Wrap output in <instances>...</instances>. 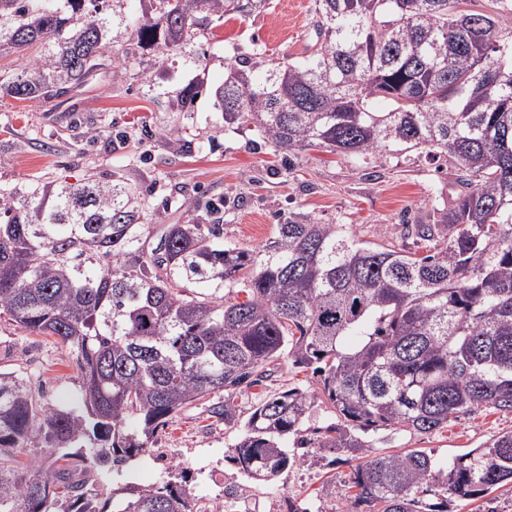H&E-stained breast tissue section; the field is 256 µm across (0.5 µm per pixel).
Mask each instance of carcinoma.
<instances>
[{
    "mask_svg": "<svg viewBox=\"0 0 512 512\" xmlns=\"http://www.w3.org/2000/svg\"><path fill=\"white\" fill-rule=\"evenodd\" d=\"M96 0H0V48L40 53L0 72V92L48 102L100 65L108 18ZM137 43L164 54L200 15L246 16L269 0H156ZM315 0L309 55L230 65L214 91L224 125L253 126L293 159L314 148L369 164L425 150L448 159L462 191L411 229L426 254L373 246L337 224L290 220L255 251L218 224H166L144 247L139 196L122 182L0 188V318L50 336L73 356L81 395L42 401L0 371V512H94L65 449L118 469L195 402L240 428L233 460L267 482L301 448L358 461L353 512H444L512 482V431L445 465L421 449L384 453L385 432L432 434L479 407L512 413V0ZM242 285L246 300L224 299ZM311 369L319 393L292 387L235 399L278 362ZM335 414L323 436L315 403ZM15 448L61 451L57 467L19 469ZM440 497L434 502L430 496ZM112 512H194L170 481L120 487Z\"/></svg>",
    "mask_w": 512,
    "mask_h": 512,
    "instance_id": "carcinoma-1",
    "label": "carcinoma"
}]
</instances>
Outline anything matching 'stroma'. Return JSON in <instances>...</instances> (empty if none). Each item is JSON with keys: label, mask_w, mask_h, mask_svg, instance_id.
<instances>
[{"label": "stroma", "mask_w": 512, "mask_h": 512, "mask_svg": "<svg viewBox=\"0 0 512 512\" xmlns=\"http://www.w3.org/2000/svg\"><path fill=\"white\" fill-rule=\"evenodd\" d=\"M153 0L112 5L107 41L112 49L89 80L49 103L0 96V187L121 181L142 197L149 231L162 224H218L225 244L261 248L278 225L298 218L341 225L363 242L413 247L406 228L435 221L434 204L448 205L460 187L447 163L421 151L386 154L361 165L320 149L301 153L287 167L281 152L253 131L224 124L212 88L228 64L257 52L297 57L315 40L314 0H270L259 16H211L206 31L182 48L159 54L139 46L132 17ZM207 84L192 111H182L185 88ZM0 369L29 374L48 402H75L79 372L65 348L48 336L29 335L0 322ZM301 387L314 392L311 371L280 365L262 387L237 397L248 417L262 392ZM512 431V414L477 409L437 433L394 434L388 450L423 449L440 462ZM234 431L187 406L159 428L149 453L130 475L87 469L84 492L103 507L112 489L127 483L160 487L185 478L201 512H224L222 489L238 488L250 512H282V496L321 502L342 512L351 493L352 466L332 448L310 449L299 468L270 482L241 474L231 460Z\"/></svg>", "instance_id": "obj_1"}]
</instances>
